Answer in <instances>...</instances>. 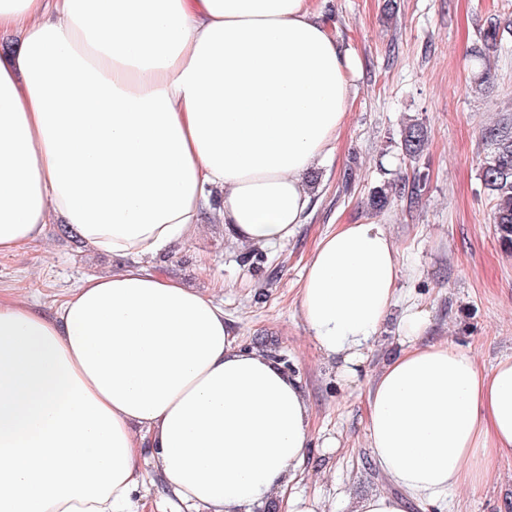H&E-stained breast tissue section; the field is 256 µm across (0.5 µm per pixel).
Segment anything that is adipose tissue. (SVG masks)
Listing matches in <instances>:
<instances>
[{"label": "adipose tissue", "mask_w": 512, "mask_h": 512, "mask_svg": "<svg viewBox=\"0 0 512 512\" xmlns=\"http://www.w3.org/2000/svg\"><path fill=\"white\" fill-rule=\"evenodd\" d=\"M0 254L50 219L123 263L52 310L0 297V512H132L152 450L190 512H318L295 490L312 412L266 352L242 349L224 308L145 257L204 219L250 248L283 246L310 205L306 176L346 123L350 60L311 0H0ZM221 190L220 208L209 206ZM380 224L323 236L299 288L311 338L345 383L397 298ZM407 307L401 349L366 400L392 487L354 512H451L512 459V357L482 371L424 343Z\"/></svg>", "instance_id": "ef3b65f1"}]
</instances>
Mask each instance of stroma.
I'll list each match as a JSON object with an SVG mask.
<instances>
[{
	"instance_id": "obj_1",
	"label": "stroma",
	"mask_w": 512,
	"mask_h": 512,
	"mask_svg": "<svg viewBox=\"0 0 512 512\" xmlns=\"http://www.w3.org/2000/svg\"><path fill=\"white\" fill-rule=\"evenodd\" d=\"M326 0V25L350 58L347 122L335 150L312 168L311 207L284 247L247 248L220 224L206 223L165 253L153 271L213 297L224 307L237 345L262 339L286 356L313 412L312 446L297 492L321 499L325 512H352L358 498L386 491L371 466L367 392L384 361L399 350L407 306L426 312V337L472 353L482 369L512 357V249L489 220L492 200L481 182L489 147L486 127L512 122V32L484 51L490 17L512 21V0ZM483 58H476V51ZM420 122L428 142L418 163L400 148L405 125ZM423 177L418 199L398 193L376 213L373 187ZM384 225L400 253L398 302L383 325L357 382L336 378V365L305 328L298 290L320 237L341 224ZM120 258L58 235L0 255V293L43 311L84 279L117 268ZM461 512H512V459L495 463L490 480L459 496Z\"/></svg>"
}]
</instances>
